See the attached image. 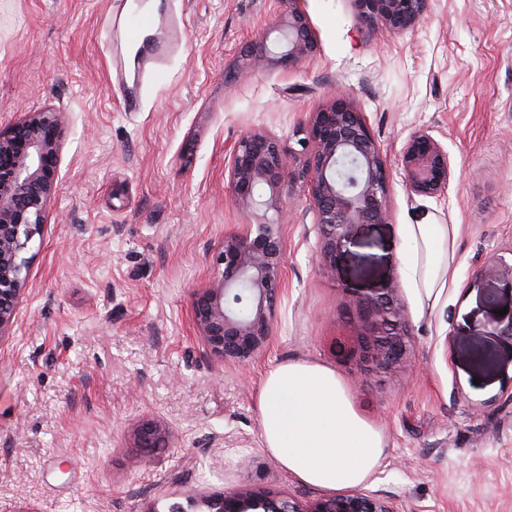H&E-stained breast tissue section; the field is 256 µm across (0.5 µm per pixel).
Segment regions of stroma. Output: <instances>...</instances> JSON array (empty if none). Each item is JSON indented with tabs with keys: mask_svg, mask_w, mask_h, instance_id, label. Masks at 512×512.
Wrapping results in <instances>:
<instances>
[{
	"mask_svg": "<svg viewBox=\"0 0 512 512\" xmlns=\"http://www.w3.org/2000/svg\"><path fill=\"white\" fill-rule=\"evenodd\" d=\"M163 3L183 44L128 112L107 77V0H0V132L32 107L69 114L59 192L0 340V512H165L229 487L323 497L261 433L262 380L294 359L334 368L385 434L367 491L398 512H512V0H429L402 34L367 31L351 0H302L316 52L260 72L239 55L281 51L286 0ZM340 89L391 167V219L360 226L331 277L316 263L305 188L284 190L269 342L221 361L193 300L225 234L251 221L231 196L234 147L264 132L302 167L297 131ZM423 129L455 164L437 198L409 193L400 170ZM435 222L458 227L448 294L422 312L402 288L412 356L365 374L349 353L343 290L387 279L409 247L402 225ZM145 422L164 429L161 447H137Z\"/></svg>",
	"mask_w": 512,
	"mask_h": 512,
	"instance_id": "obj_1",
	"label": "stroma"
}]
</instances>
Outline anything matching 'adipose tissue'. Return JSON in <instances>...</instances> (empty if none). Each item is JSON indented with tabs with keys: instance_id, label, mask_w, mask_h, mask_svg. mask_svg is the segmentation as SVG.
I'll return each mask as SVG.
<instances>
[{
	"instance_id": "ef3b65f1",
	"label": "adipose tissue",
	"mask_w": 512,
	"mask_h": 512,
	"mask_svg": "<svg viewBox=\"0 0 512 512\" xmlns=\"http://www.w3.org/2000/svg\"><path fill=\"white\" fill-rule=\"evenodd\" d=\"M454 224H406L408 250L399 255L402 278L419 309L447 293L454 256ZM257 410L267 451L303 483L321 489L362 486L386 455L383 432L356 409L343 378L309 359L280 363L265 376Z\"/></svg>"
}]
</instances>
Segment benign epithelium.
I'll use <instances>...</instances> for the list:
<instances>
[{"label": "benign epithelium", "instance_id": "benign-epithelium-1", "mask_svg": "<svg viewBox=\"0 0 512 512\" xmlns=\"http://www.w3.org/2000/svg\"><path fill=\"white\" fill-rule=\"evenodd\" d=\"M360 23L368 30L401 33L415 26L428 0H352ZM285 50L276 58L293 68L315 52L316 35L299 6L288 0V16L278 26ZM244 64L263 69L269 56L264 47L251 48ZM67 112L43 106L24 113L7 132H0V159L9 160L0 172V340L9 335L27 287L30 242L43 233L59 187V167ZM299 143L310 149L306 164L296 169L286 161L280 141L251 132L237 143L232 159L230 188L234 200L249 210L252 222L239 233L224 236L215 255L217 276L196 293L194 319L210 354L244 360L268 342L280 290L284 263L279 219L282 190L298 182L316 215L320 234L319 267L336 273L342 256L355 244L363 224H386L390 167L363 113L342 97L310 113ZM351 157L356 177L341 183L337 162ZM406 188L418 196L439 197L454 177L448 149L427 131L409 136L400 154ZM349 316L357 328L360 366L385 373L404 363L413 336L400 294L397 275L366 292L346 289ZM140 448H156L162 430L144 423L137 430ZM165 512H396L393 503L377 494L350 490L327 495L306 505L261 491L225 488L211 494H189Z\"/></svg>", "mask_w": 512, "mask_h": 512}]
</instances>
